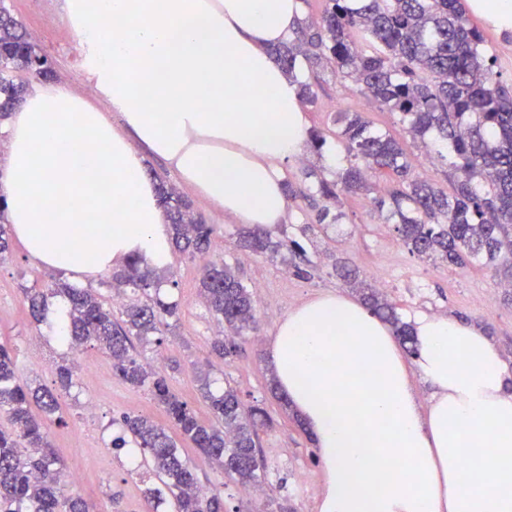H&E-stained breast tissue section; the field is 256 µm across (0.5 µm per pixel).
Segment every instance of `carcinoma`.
<instances>
[{
    "label": "carcinoma",
    "mask_w": 512,
    "mask_h": 512,
    "mask_svg": "<svg viewBox=\"0 0 512 512\" xmlns=\"http://www.w3.org/2000/svg\"><path fill=\"white\" fill-rule=\"evenodd\" d=\"M305 43L274 48L281 67L293 75L303 45L319 50L337 76L349 80L381 107L399 114L408 135L429 152L444 157L449 149L445 189L412 175L400 143L375 130L359 113L344 116L336 137L344 146L348 166L336 179L322 178L317 191L326 200L370 191L372 178H390L398 188L390 194L397 231L413 254L456 268L491 264L512 286V90L493 80L485 55L483 32L471 24L462 0H326L319 21L303 28ZM40 56L22 26L0 6V120L22 99L24 86L11 75ZM160 198L169 218L172 245L182 252L202 253L212 228L194 217L176 191L161 183ZM240 246L260 255L282 249L294 259V274L305 277L311 261L304 246L288 236L275 241L269 231L255 228ZM337 275L360 291L369 310L390 322L396 335L415 353L409 324L358 271L341 265ZM201 292L210 313L231 335L213 343L222 360L236 352L234 337L256 328L252 294L226 264L201 268ZM163 279L145 259L136 256L112 273L110 286H127L135 298L120 315L94 288H76L60 278L52 295L66 300L68 321L59 340L70 349L93 343L112 360V371L126 384L147 389L165 411L167 425L142 415L116 420L120 432L111 448L137 449L138 466L155 478L144 490L150 512H227L224 497L202 490L182 444L195 448L240 486L258 483L266 464L259 432L270 426L260 408L245 409L237 391L226 386L211 391L210 372L198 381L212 419L205 423L171 388L166 375L139 359L135 342L162 343L161 335L179 318L180 304L161 294ZM32 316L39 321L47 296L25 290ZM74 366L56 367L59 386L75 385ZM37 404L40 412L32 409ZM59 403L48 390L31 389L20 381L17 362L0 344V415L10 429L0 428V512H91L79 495L60 493L63 468L48 440L47 422L56 419Z\"/></svg>",
    "instance_id": "obj_1"
}]
</instances>
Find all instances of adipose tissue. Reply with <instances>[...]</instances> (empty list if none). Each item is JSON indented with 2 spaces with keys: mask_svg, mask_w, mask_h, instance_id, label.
Segmentation results:
<instances>
[{
  "mask_svg": "<svg viewBox=\"0 0 512 512\" xmlns=\"http://www.w3.org/2000/svg\"><path fill=\"white\" fill-rule=\"evenodd\" d=\"M62 10L88 90L33 86L0 149V216L31 261L83 283L133 254L165 267L149 157L237 223H283L284 164L307 134L304 74L288 76L271 49L296 38L300 0H63ZM411 326L409 360L387 323L331 292L274 328L276 386L324 466L320 512H512V369L458 319ZM417 376L431 388L424 408Z\"/></svg>",
  "mask_w": 512,
  "mask_h": 512,
  "instance_id": "obj_1",
  "label": "adipose tissue"
}]
</instances>
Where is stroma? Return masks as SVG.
<instances>
[{
  "mask_svg": "<svg viewBox=\"0 0 512 512\" xmlns=\"http://www.w3.org/2000/svg\"><path fill=\"white\" fill-rule=\"evenodd\" d=\"M25 28L31 41L52 62V82L81 87L79 54L64 23L60 0H0ZM471 22L482 30L485 49L497 77L512 86V20L503 21L486 11L483 0H464ZM308 73L316 94L305 104L308 128L321 132V149L304 143L300 156L288 165V183L293 189L287 199L288 219L274 229L273 239L282 235L301 237L315 267L307 277L289 274L288 253L269 257L237 249L245 225L224 217L200 198L158 159L147 162L146 176L176 187L194 214L211 224L214 234L203 257L176 251L168 266L176 281L169 290L181 304L180 321L163 336L162 344L140 348L146 361L162 360L169 370V385L197 410L201 419L210 411L199 392L198 376L211 360V343L221 328L199 296L200 268L205 260L222 261L254 296L258 328L238 337V349L226 360L214 362L211 372L216 387L235 388L245 405L262 407L271 425L260 435L266 460L264 484L272 491L281 512H319L324 488V470L316 460L310 435L271 384L266 350L276 323L306 300L328 293L354 296L355 291L336 275L334 265L344 262L358 270L372 286H385V295L402 320L425 314L453 316L476 326L493 338L504 360L512 366V296L499 284L489 267L458 269L409 252L396 232L397 220L389 212H377L373 197H385L393 189L387 180L375 183L372 194L343 197L339 223L314 234L302 235L304 225L314 223L322 200L317 193L318 177L333 178L346 168L342 144L337 140L335 120L339 113L357 112L371 125L387 131L403 143L414 174L446 185L447 163L426 165L420 145L413 143L396 113L360 93L351 82L331 70L308 61ZM53 273L34 264L19 241L0 263V343L9 346L23 382L54 388L56 362L64 353L54 339L52 320L36 322L29 314L24 291L51 288ZM76 361L82 369L75 388L59 394L63 424L51 425L50 439L65 470L81 471V481L65 486L68 494L88 501L93 512H145L143 491L149 481L136 469L132 458L112 450V420L125 414H142L162 423L165 412L144 389L130 387L112 372L111 361L97 349L84 350ZM212 361V360H211ZM97 407L95 416L85 414L86 402ZM202 483L222 489L227 508L260 512L262 505L242 495L227 482L222 470L186 448ZM310 483H303V476Z\"/></svg>",
  "mask_w": 512,
  "mask_h": 512,
  "instance_id": "35a3bbf8",
  "label": "stroma"
}]
</instances>
